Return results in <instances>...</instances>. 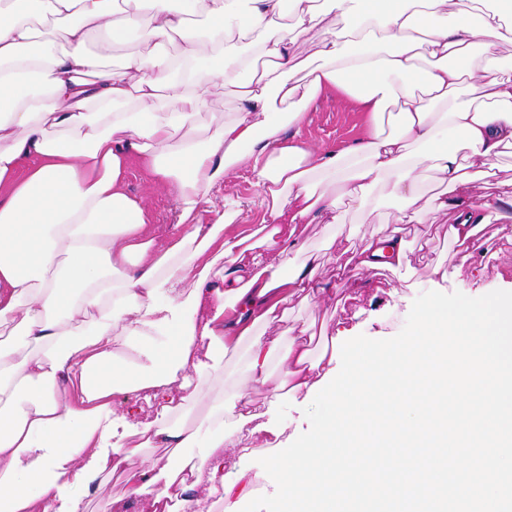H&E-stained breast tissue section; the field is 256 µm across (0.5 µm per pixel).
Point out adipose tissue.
Listing matches in <instances>:
<instances>
[{"label":"adipose tissue","instance_id":"adipose-tissue-1","mask_svg":"<svg viewBox=\"0 0 512 512\" xmlns=\"http://www.w3.org/2000/svg\"><path fill=\"white\" fill-rule=\"evenodd\" d=\"M284 1L0 0V327L23 352L15 361L0 351V512H48L64 488L118 472L133 487L155 484L149 512H198L187 475L201 469L230 500L223 435L201 460L183 454L199 438L178 421L185 391L204 368L200 351L244 336L251 379L266 383L279 340L255 328L278 321L294 298L325 294L296 232L338 223V198L361 208L388 183L405 209L448 215L443 236L462 261L481 248V189L512 150V66L468 60L512 33V0H289L288 14ZM139 28L178 45V61L133 52L106 68L103 58ZM253 30L269 62L262 70L235 49ZM307 40L315 52L304 58ZM229 85L240 111L197 140L198 114ZM336 86L366 105L373 135L336 152L289 139L287 128ZM134 158L175 186L181 232L166 245L149 232L146 204L123 190ZM241 164L265 208L259 244L277 262L223 235L238 202L215 203L213 189ZM431 169L448 194L421 193ZM317 174L337 181L338 195L315 193ZM405 236L398 224L352 252L339 230L325 248L338 268L368 273L404 265ZM209 250L225 263L220 289L197 264ZM94 312L106 323H90ZM288 334V392L304 396L331 358L312 357L307 329ZM122 352L141 367L122 364ZM142 390L155 419L140 422L139 446L112 447L114 421L138 416L118 395ZM146 447L168 454L132 466Z\"/></svg>","mask_w":512,"mask_h":512}]
</instances>
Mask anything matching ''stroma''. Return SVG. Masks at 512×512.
Listing matches in <instances>:
<instances>
[{
    "label": "stroma",
    "instance_id": "1",
    "mask_svg": "<svg viewBox=\"0 0 512 512\" xmlns=\"http://www.w3.org/2000/svg\"><path fill=\"white\" fill-rule=\"evenodd\" d=\"M296 138L307 145L323 150H340L368 137L371 131L370 114L355 98L342 89H330L321 93L313 106L306 112L303 121L295 125ZM501 183L492 190L493 197L485 211L488 225L483 234L485 240L482 253L468 263H461L453 247H450L433 223L429 214L421 215L413 224L408 237L409 266L386 270L375 276L361 274L358 285L349 289L348 297L336 300L322 296L306 301H294L285 322L268 328L267 333L276 336L288 327L305 325L326 326L327 333L315 336L311 349L320 353L329 336L335 335L338 327L351 329L353 335H364L372 339H388L402 329L416 297L427 291L451 293L468 292L482 288L491 292L504 288L501 272L512 271V239L499 234L501 225H512V208H505L503 199L512 198V156L499 159ZM125 191L134 198L145 201L152 216L154 233L165 241L174 233L177 222V195L167 185L145 170L139 163H131L125 179ZM219 195L239 199L242 207L239 215L224 229L225 236L242 237L249 235L261 224L264 210L259 205L257 189L249 170L240 168L233 172L218 189ZM403 208L402 201L393 196L386 186H378L368 203V214H361L353 208H343L342 222L353 244H360L371 231L387 230L393 217ZM443 261L448 270L447 278L433 274L436 261ZM249 338H242L234 349L228 352L213 351L206 361V368L196 381L197 397L189 407L188 423L200 429L196 448L191 449L194 457L208 452L211 428L208 412L215 403L230 401L236 391L246 390L256 405H270L271 410L264 416L268 430L257 438L243 439L242 443H225L224 473L235 478L239 466H246L255 481L246 493L238 498L237 508H244L250 500L273 492L274 482L259 465V458L271 455L268 444L269 429L279 431L282 445L291 444L309 423L304 410L306 401L281 395L271 399L270 390L286 378L287 365L281 357H274L269 364V379L266 385H254L247 371ZM150 490L133 492L119 477L110 478L102 487L90 488L83 494L85 512H98L101 501L113 500L117 512H148Z\"/></svg>",
    "mask_w": 512,
    "mask_h": 512
}]
</instances>
